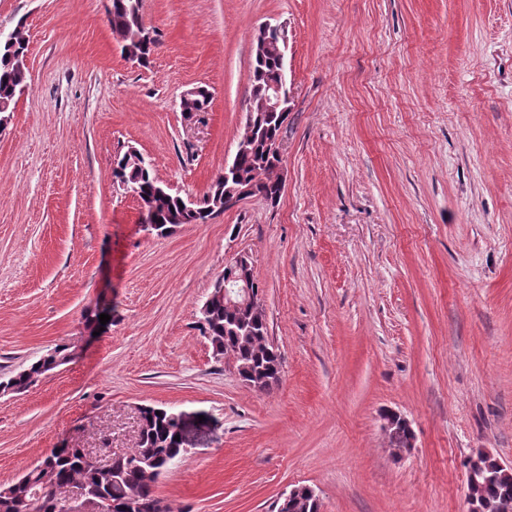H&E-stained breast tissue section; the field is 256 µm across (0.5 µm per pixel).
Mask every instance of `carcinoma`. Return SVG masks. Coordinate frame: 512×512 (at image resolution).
Masks as SVG:
<instances>
[{
	"label": "carcinoma",
	"instance_id": "1",
	"mask_svg": "<svg viewBox=\"0 0 512 512\" xmlns=\"http://www.w3.org/2000/svg\"><path fill=\"white\" fill-rule=\"evenodd\" d=\"M141 8V0H110L108 15L112 34L121 49L133 52L139 62L147 64L155 54L157 40H143ZM27 50L28 42L19 28L10 40L0 41V109L14 111L17 95L28 83V70L21 63ZM270 84H278L283 93H288L286 71L278 55L274 52L254 55L247 111L251 118L246 120L241 136V141L248 143V150L239 156L233 180L226 182L224 175H218L196 205L170 192L148 166L137 164L125 154L118 156L115 175L138 196L152 229L164 235L182 224H206L220 213L216 196L245 183L254 184L257 193L271 203L280 199L282 186L273 177L275 163L279 161L274 146L288 125L289 113L264 109L260 90ZM210 102L208 90L201 87L197 93L182 99L181 107L186 113L204 112ZM200 319L204 320L200 331L215 358L232 354L238 374L262 380L266 389L279 381L281 356L270 343L265 314L247 315L248 328L244 330L241 311L224 305V297L215 293ZM67 358L68 348L57 345L26 368L0 381V391L14 393L25 389ZM140 420L141 431L135 448L113 458L108 472L94 469L84 452L77 448H55L24 474V481L0 485V512H58L55 500L48 496V489L54 484L94 492L104 512H125L124 506L132 498L141 505L138 512H169L156 494V484L186 454L181 442L175 440L179 434L176 413L145 405L140 408ZM474 457L485 470L494 472V477L477 489L483 512H508L506 507L512 508V475L503 477L497 473L494 458L481 451ZM314 508L311 488L306 486L298 487L288 505L281 501L275 504L276 512H314Z\"/></svg>",
	"mask_w": 512,
	"mask_h": 512
}]
</instances>
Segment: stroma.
<instances>
[{"label":"stroma","instance_id":"35a3bbf8","mask_svg":"<svg viewBox=\"0 0 512 512\" xmlns=\"http://www.w3.org/2000/svg\"><path fill=\"white\" fill-rule=\"evenodd\" d=\"M107 7L0 0L30 73L0 132V379L70 353L0 393V484L54 448L129 452L151 404L188 418L156 487L170 512H271L298 485L321 512H466L464 460L512 463V0H143L146 67ZM267 22L292 97L279 201L145 231L116 155L201 197L234 157ZM196 86L211 103L189 115ZM238 253L282 357L265 391L198 327ZM68 355V348L66 346H55L26 368L8 377L6 380L0 381V391L3 393H15L21 389L28 388L38 378L63 364L67 360Z\"/></svg>","mask_w":512,"mask_h":512}]
</instances>
